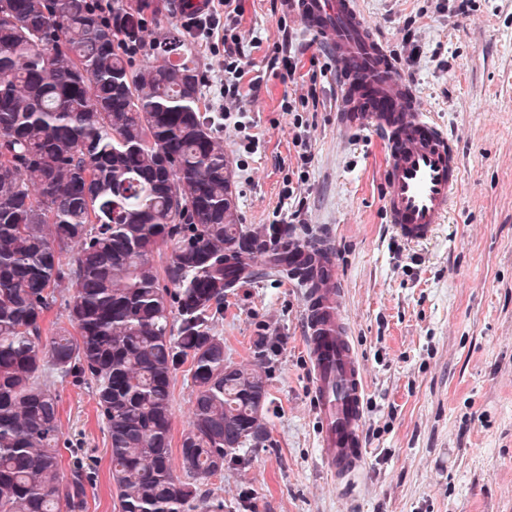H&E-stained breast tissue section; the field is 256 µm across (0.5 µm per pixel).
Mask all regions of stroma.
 <instances>
[{"instance_id": "stroma-1", "label": "stroma", "mask_w": 512, "mask_h": 512, "mask_svg": "<svg viewBox=\"0 0 512 512\" xmlns=\"http://www.w3.org/2000/svg\"><path fill=\"white\" fill-rule=\"evenodd\" d=\"M356 2L457 148L453 206L429 239L397 237L383 210L385 142L341 129L331 60L287 0H239L253 42L239 97L219 95L223 43L197 42L238 222L294 241L331 235L366 384L364 476L336 483L315 446L303 290L253 259L215 332L229 360L265 370L269 438L200 493L224 512H512V0H471L465 13L458 0ZM283 42L291 76L271 63ZM55 388L62 466L92 478L85 512H118L92 384Z\"/></svg>"}]
</instances>
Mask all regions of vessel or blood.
<instances>
[{
	"label": "vessel or blood",
	"mask_w": 512,
	"mask_h": 512,
	"mask_svg": "<svg viewBox=\"0 0 512 512\" xmlns=\"http://www.w3.org/2000/svg\"><path fill=\"white\" fill-rule=\"evenodd\" d=\"M288 7L331 54L341 88L340 126L348 132L371 129L387 144L388 223L404 239L428 238L445 222L460 177L452 141L423 113L355 0H288ZM288 265L312 276L303 299L320 457L331 477L348 479L363 465L365 380L348 334L335 250L326 239L312 246L293 243Z\"/></svg>",
	"instance_id": "1"
}]
</instances>
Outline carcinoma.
Masks as SVG:
<instances>
[{"label": "carcinoma", "mask_w": 512, "mask_h": 512, "mask_svg": "<svg viewBox=\"0 0 512 512\" xmlns=\"http://www.w3.org/2000/svg\"><path fill=\"white\" fill-rule=\"evenodd\" d=\"M167 7L0 0V512H84L87 475L62 471L56 377L96 386L119 512H224L196 482L268 438L266 375L232 363L214 326L261 237L237 223L195 45L176 27L145 42V10ZM64 280L70 327L49 336ZM182 369L189 482L170 460Z\"/></svg>", "instance_id": "cac0c4a2"}]
</instances>
